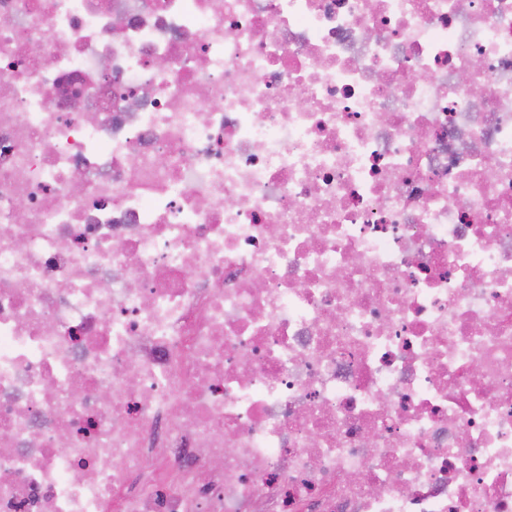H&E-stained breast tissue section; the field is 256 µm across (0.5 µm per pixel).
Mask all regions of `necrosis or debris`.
Instances as JSON below:
<instances>
[{
  "label": "necrosis or debris",
  "mask_w": 512,
  "mask_h": 512,
  "mask_svg": "<svg viewBox=\"0 0 512 512\" xmlns=\"http://www.w3.org/2000/svg\"><path fill=\"white\" fill-rule=\"evenodd\" d=\"M0 512H512V0H0Z\"/></svg>",
  "instance_id": "obj_1"
}]
</instances>
